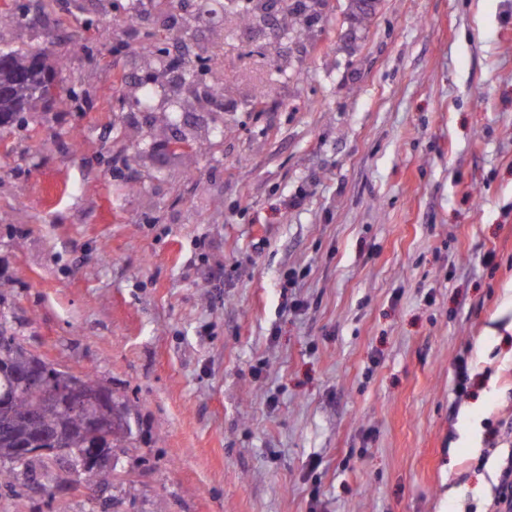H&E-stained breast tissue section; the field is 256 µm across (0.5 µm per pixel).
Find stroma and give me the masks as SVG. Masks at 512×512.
<instances>
[{
    "label": "stroma",
    "instance_id": "obj_1",
    "mask_svg": "<svg viewBox=\"0 0 512 512\" xmlns=\"http://www.w3.org/2000/svg\"><path fill=\"white\" fill-rule=\"evenodd\" d=\"M56 94L0 132V279L32 352L131 405L115 475L0 512H488L512 453V0H317L273 45L153 0H0ZM192 107L129 96L150 36ZM223 86L225 109L204 94ZM185 147L172 149L170 140ZM472 384L457 389L459 372Z\"/></svg>",
    "mask_w": 512,
    "mask_h": 512
}]
</instances>
